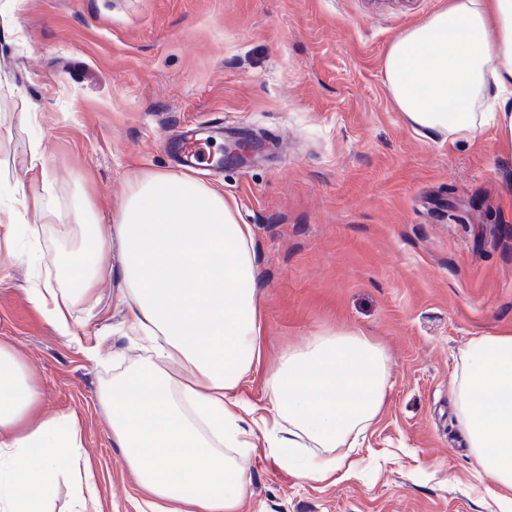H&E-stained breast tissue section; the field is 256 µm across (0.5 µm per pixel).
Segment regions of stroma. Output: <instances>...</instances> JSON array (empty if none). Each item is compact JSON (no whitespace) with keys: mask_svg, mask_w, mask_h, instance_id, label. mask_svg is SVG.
I'll return each mask as SVG.
<instances>
[{"mask_svg":"<svg viewBox=\"0 0 512 512\" xmlns=\"http://www.w3.org/2000/svg\"><path fill=\"white\" fill-rule=\"evenodd\" d=\"M448 0H0V180L54 211L0 223L45 259L77 247V212L108 224L135 170L177 171L178 127H221L263 156L198 172L252 225L264 356L357 331L390 389L356 466L315 482L266 449L244 461L242 512H493L452 400L461 351L512 326V152L425 137L387 89L393 38ZM41 141L50 177L29 169ZM0 267V341L27 361L43 409L76 412L101 512H140L99 391L142 354L124 336L120 270L59 333Z\"/></svg>","mask_w":512,"mask_h":512,"instance_id":"1","label":"stroma"}]
</instances>
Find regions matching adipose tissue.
Wrapping results in <instances>:
<instances>
[{
	"mask_svg": "<svg viewBox=\"0 0 512 512\" xmlns=\"http://www.w3.org/2000/svg\"><path fill=\"white\" fill-rule=\"evenodd\" d=\"M384 72L423 135L474 141L491 129L512 145V0H448L394 38ZM128 186L112 223L78 216L85 246L58 263L81 276L35 279L28 298L72 335V308L97 304L118 243L125 333L148 356L99 400L148 512H241L251 478L240 460L260 439L281 465L304 459L316 481L352 469L351 449L385 404L383 350L355 331L316 336L266 367L265 404H251L240 389L264 367L251 225L238 222L233 199L185 173L137 171ZM454 384L474 467L511 503L512 330L472 338ZM40 401L24 360L0 343V512H42L64 472L79 490L73 512H98L76 414L44 415Z\"/></svg>",
	"mask_w": 512,
	"mask_h": 512,
	"instance_id": "adipose-tissue-1",
	"label": "adipose tissue"
}]
</instances>
